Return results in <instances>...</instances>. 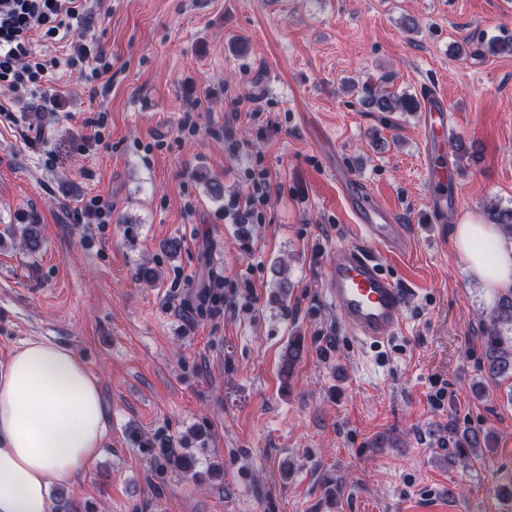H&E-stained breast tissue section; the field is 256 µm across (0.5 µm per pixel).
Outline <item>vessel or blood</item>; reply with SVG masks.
I'll list each match as a JSON object with an SVG mask.
<instances>
[{
    "label": "vessel or blood",
    "mask_w": 512,
    "mask_h": 512,
    "mask_svg": "<svg viewBox=\"0 0 512 512\" xmlns=\"http://www.w3.org/2000/svg\"><path fill=\"white\" fill-rule=\"evenodd\" d=\"M422 104L429 212L434 223L442 224L459 204L456 173L439 161L450 117L446 100L438 94L426 93ZM336 179L345 186L357 215L360 239L334 248L328 295L356 339L376 344L401 329L404 321V291L382 269L383 250H400L404 231L396 214L376 208L361 182L346 168L337 167Z\"/></svg>",
    "instance_id": "1"
}]
</instances>
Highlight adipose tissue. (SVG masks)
<instances>
[{
    "label": "adipose tissue",
    "mask_w": 512,
    "mask_h": 512,
    "mask_svg": "<svg viewBox=\"0 0 512 512\" xmlns=\"http://www.w3.org/2000/svg\"><path fill=\"white\" fill-rule=\"evenodd\" d=\"M456 249L489 296L512 289V238L496 224H458ZM107 414L74 351L41 338L0 363V512H51L49 491L102 451Z\"/></svg>",
    "instance_id": "obj_1"
}]
</instances>
